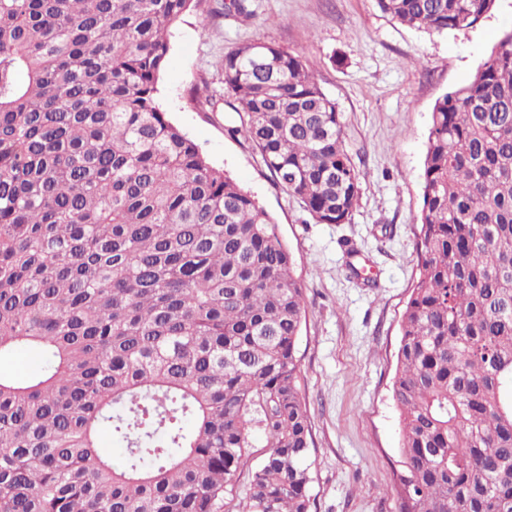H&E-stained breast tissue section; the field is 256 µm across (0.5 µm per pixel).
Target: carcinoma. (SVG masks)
Instances as JSON below:
<instances>
[{
  "label": "carcinoma",
  "mask_w": 512,
  "mask_h": 512,
  "mask_svg": "<svg viewBox=\"0 0 512 512\" xmlns=\"http://www.w3.org/2000/svg\"><path fill=\"white\" fill-rule=\"evenodd\" d=\"M196 0H0V512H311L303 289L255 197L159 103ZM498 0H376L461 31ZM224 100L317 224H348L343 115L302 60L224 53ZM392 400L400 512H512V30L435 103ZM122 448L115 460L103 439ZM38 366L37 356L32 352H22L0 359V373L23 379ZM267 448H262L257 444L254 448H249L248 457L241 467L238 482L232 492H228L224 497V512H239L245 505L246 492L251 476V471L264 457Z\"/></svg>",
  "instance_id": "1"
}]
</instances>
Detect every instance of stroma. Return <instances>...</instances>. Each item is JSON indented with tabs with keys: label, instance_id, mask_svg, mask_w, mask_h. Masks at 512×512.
<instances>
[{
	"label": "stroma",
	"instance_id": "35a3bbf8",
	"mask_svg": "<svg viewBox=\"0 0 512 512\" xmlns=\"http://www.w3.org/2000/svg\"><path fill=\"white\" fill-rule=\"evenodd\" d=\"M212 5L201 0L172 26L161 106L274 217L291 253L305 301L296 357L313 440L312 512H399V414L390 386L418 274L431 112L512 28V0H499L475 28L444 33L402 26L376 0H247L249 16L210 19ZM250 41L299 55L342 112L346 149L360 173L351 223H314L251 144L226 134L232 111L191 99V89H221L218 61Z\"/></svg>",
	"mask_w": 512,
	"mask_h": 512
}]
</instances>
